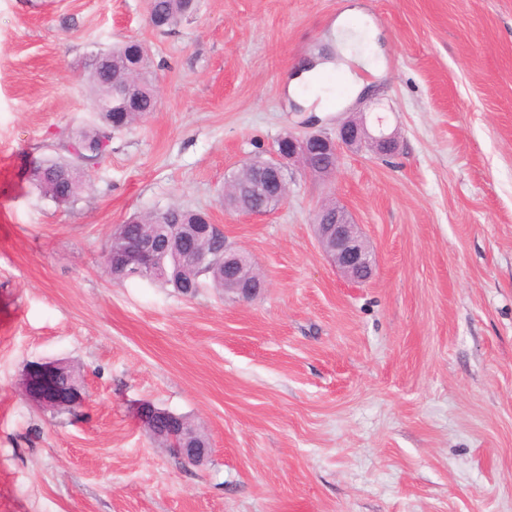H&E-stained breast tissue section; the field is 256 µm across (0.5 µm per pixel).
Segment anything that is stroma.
<instances>
[{"instance_id":"obj_1","label":"stroma","mask_w":512,"mask_h":512,"mask_svg":"<svg viewBox=\"0 0 512 512\" xmlns=\"http://www.w3.org/2000/svg\"><path fill=\"white\" fill-rule=\"evenodd\" d=\"M341 18L372 30L374 69L337 55ZM131 40L157 111L113 131L77 202L38 195L29 168L94 119L91 54ZM321 56L333 112L288 92ZM314 114L399 150H342L327 178L290 163L285 202L225 210V180ZM329 201L375 251L366 282L323 253ZM170 207L208 213L264 290L114 282L110 234ZM53 360L82 406L23 396ZM145 401L209 460L158 448ZM0 512H512V0H197L162 29L147 0H0ZM27 371L23 382L22 390L26 398L46 409H56L65 406L67 410L80 406L83 396L80 392V379L77 385L70 383L67 392H48L36 380L35 371L50 372L56 366H65L67 363L61 361L36 362ZM138 420L153 432L158 420L170 421L172 425L168 430H157L158 434L164 432L165 452L178 461L192 465H202L207 461L210 453L208 444L197 437L195 428L187 429L175 413L156 408L150 403H141L138 407Z\"/></svg>"}]
</instances>
